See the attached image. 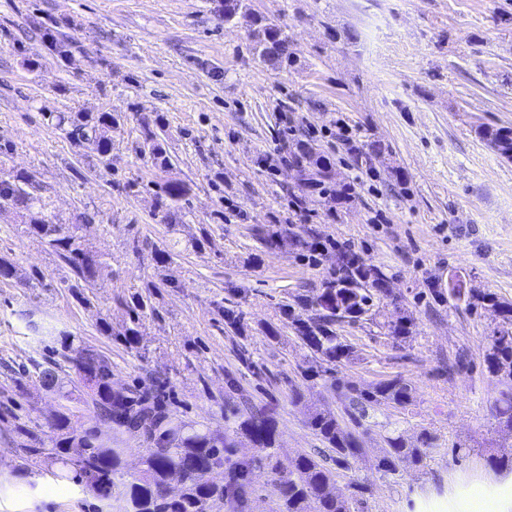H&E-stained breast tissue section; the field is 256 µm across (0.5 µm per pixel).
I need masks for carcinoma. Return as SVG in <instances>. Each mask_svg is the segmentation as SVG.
Instances as JSON below:
<instances>
[{"label":"carcinoma","instance_id":"1","mask_svg":"<svg viewBox=\"0 0 512 512\" xmlns=\"http://www.w3.org/2000/svg\"><path fill=\"white\" fill-rule=\"evenodd\" d=\"M240 18L250 21L259 60L271 66L293 62L288 37L272 20L257 17L246 0H224V22ZM44 38L60 57L70 59V43L44 27ZM58 126L78 145H88L103 160L112 154V126L118 117L110 112L60 114ZM162 119H145L141 123L140 152L155 161L167 162L159 130ZM481 135L504 159L512 161V128L485 127ZM8 142H0V208L22 213V231L35 234L76 276L73 288H87L104 265L101 257L86 249L76 234L77 225L53 221L46 214L47 203L35 194L39 183L34 173L21 169H3L12 154ZM182 184L167 183L157 192L159 207L168 221L176 218L178 203L185 197ZM392 295L389 280L377 269L367 266L355 254L345 256L340 276L325 284L312 301L319 314L305 321L292 317L297 335L316 353L329 362H338L349 355V345L336 335L337 320L352 321L365 312L373 294ZM64 348L63 361L46 359L33 366L49 391L61 388L59 371L68 367L89 389L83 423L74 419L69 408L56 412L48 421L53 436L44 441L25 424L18 425L26 438L22 444L27 460H50L57 466L53 476L72 480L91 490L112 495V477L121 471L127 449L114 448L101 438L99 425L125 432H138L150 441L151 447L141 456L142 469L137 478L123 484V512H222L232 505L245 512L255 489L251 483L254 465L265 466L272 476L277 496L275 512H354L358 499L348 500L329 491L335 474L324 460L314 455L295 457L288 470L280 468L276 448L280 447V431L275 416L254 406L224 411V435L211 432L202 424L180 419L167 406L168 387L154 379L134 389L112 387V365L107 358L81 344L66 332L59 333ZM488 369L503 373L512 383V332L499 330L491 337L487 356ZM349 426L342 427L339 415L331 408H317L310 414L308 425L326 445L329 459L338 467L358 457L362 448L355 432L364 428L368 408L379 402L404 406L410 402L411 386L394 378L371 390L354 386L336 387ZM491 416L498 428L512 429V390L501 393L491 407ZM249 438L258 456L234 459L236 438ZM386 448L376 458L375 466L385 473L402 467L418 466L425 451L431 447V435L421 433L418 442L410 443L401 434L386 437ZM486 463L495 473H512V455L489 453Z\"/></svg>","mask_w":512,"mask_h":512}]
</instances>
